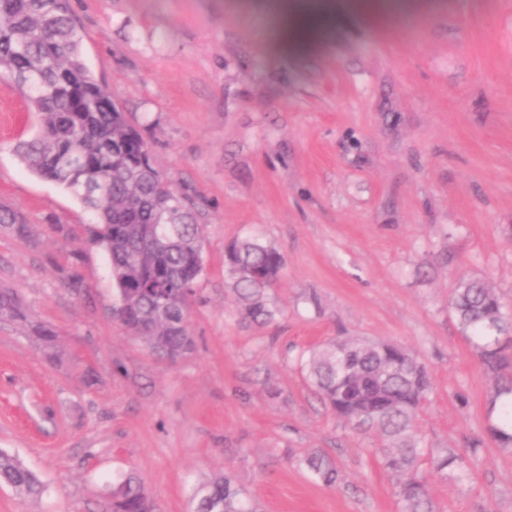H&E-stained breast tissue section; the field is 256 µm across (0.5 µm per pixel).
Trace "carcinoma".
I'll list each match as a JSON object with an SVG mask.
<instances>
[{
    "label": "carcinoma",
    "instance_id": "cac0c4a2",
    "mask_svg": "<svg viewBox=\"0 0 512 512\" xmlns=\"http://www.w3.org/2000/svg\"><path fill=\"white\" fill-rule=\"evenodd\" d=\"M0 71L12 77L36 117L37 130L16 145L24 166L56 183L95 219L91 241L107 254L114 314L160 358L174 362L192 352L188 289L204 271L203 234L193 202L178 195L143 137L112 99L111 90L84 63L71 0H0ZM0 224L25 238L20 214L0 205ZM224 263L240 314L257 323L274 319L266 292L280 278L281 255L257 237L225 249ZM460 332L493 385L488 431L512 448V318L494 289L461 279L449 296ZM0 319L28 321L18 292L0 289ZM307 381L345 424L376 433L384 469L396 477L400 512H436L427 475L469 479L463 452L428 448L419 420L432 391L424 365L389 342L336 338L309 351ZM312 479L332 487L343 481L335 459L314 451L301 459ZM25 496L43 490L39 477L0 449V485ZM102 512H155L141 477L131 471L103 495ZM192 512H260L232 477L219 475L198 488Z\"/></svg>",
    "mask_w": 512,
    "mask_h": 512
}]
</instances>
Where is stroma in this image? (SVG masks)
<instances>
[{
  "instance_id": "stroma-1",
  "label": "stroma",
  "mask_w": 512,
  "mask_h": 512,
  "mask_svg": "<svg viewBox=\"0 0 512 512\" xmlns=\"http://www.w3.org/2000/svg\"><path fill=\"white\" fill-rule=\"evenodd\" d=\"M340 10L301 48L276 44L271 0H71L83 58L139 125L158 167L199 205L205 269L196 350L171 363L113 315L91 214L13 151L35 117L0 73V449L46 487L0 486V512H101L107 485L145 481L157 512L231 475L263 512H398L373 435L345 426L300 357L332 338L401 345L433 390L428 443L463 450L471 478L434 477L439 512H512V450L488 434L490 378L448 307L459 277L512 305V0H386ZM257 235L283 260L272 322L237 312L224 251ZM57 332L49 361L33 327ZM278 397H271V390ZM330 454L328 488L298 465ZM0 319L27 322V308L18 292L8 289H0Z\"/></svg>"
}]
</instances>
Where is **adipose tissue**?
Listing matches in <instances>:
<instances>
[{
    "instance_id": "1",
    "label": "adipose tissue",
    "mask_w": 512,
    "mask_h": 512,
    "mask_svg": "<svg viewBox=\"0 0 512 512\" xmlns=\"http://www.w3.org/2000/svg\"><path fill=\"white\" fill-rule=\"evenodd\" d=\"M373 13L380 9V0H349L340 4L339 0H318L310 5L309 0H278L276 9L284 21L282 38L288 44L300 46L315 40L322 32L330 28L341 7Z\"/></svg>"
}]
</instances>
